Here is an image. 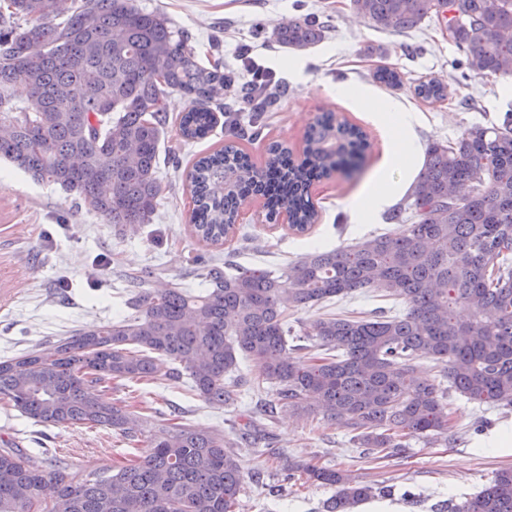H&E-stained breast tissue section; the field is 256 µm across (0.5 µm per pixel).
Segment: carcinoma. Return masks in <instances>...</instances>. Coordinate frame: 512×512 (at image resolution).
Masks as SVG:
<instances>
[{"label": "carcinoma", "mask_w": 512, "mask_h": 512, "mask_svg": "<svg viewBox=\"0 0 512 512\" xmlns=\"http://www.w3.org/2000/svg\"><path fill=\"white\" fill-rule=\"evenodd\" d=\"M378 31L409 33L427 19L452 30L463 52L454 67L467 76H512V0H350ZM316 16L292 20L277 42L308 49L324 38ZM188 32L133 0H6L0 11V157L37 180L74 193L109 224H148L164 188L158 177L169 94L189 101L180 118L184 141L202 140L217 118L232 73L199 63ZM27 96L17 100L13 87ZM425 100L448 96L433 78L419 82ZM252 124L280 97L246 85ZM364 131L321 113L304 135L302 155L274 141L264 163L226 144L199 157L187 175L196 235L219 244L235 229L245 198L263 199L271 220L289 229L317 223L313 185L357 167ZM387 220L406 225L333 249H312L277 271L206 264L207 288L191 294L158 282L145 268L129 276L135 314L80 330L0 361V400L45 425L82 424L120 431L144 450L94 478L46 466L18 447L0 448V512H235L243 484L237 452L224 432H201L173 410L150 430L112 401L122 381H178L186 374L209 405L234 404L243 390L268 387L238 424L258 414L318 411L355 434L364 455L393 457L403 439L455 435L448 389L478 404L512 406V112L448 143H429L424 163ZM373 289L406 310L373 317L326 314L288 349L287 310ZM468 311L457 316V309ZM259 369L244 377L238 356ZM431 358L442 381L416 375ZM171 366L164 367V362ZM334 489L326 512H356L382 487L345 471L288 463L300 476ZM448 512H512V468Z\"/></svg>", "instance_id": "1"}]
</instances>
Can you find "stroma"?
<instances>
[{"label": "stroma", "mask_w": 512, "mask_h": 512, "mask_svg": "<svg viewBox=\"0 0 512 512\" xmlns=\"http://www.w3.org/2000/svg\"><path fill=\"white\" fill-rule=\"evenodd\" d=\"M144 11L164 13L193 36L200 60L223 59L240 80H248V64L272 73L282 89L278 103L263 113L264 130L253 138L247 117L249 104L228 91L224 104L241 112L240 121L219 117L205 139L187 144L178 123L188 100L172 94L169 123L162 140L160 170L163 198L147 224L115 226L78 208L59 185L33 180L0 159V284L14 288L15 298L0 301V360L19 355L75 330L115 322L128 315L125 273L145 267L159 269L163 281L197 293L200 264L230 259L249 265L280 266L311 247L332 249L375 235H399L403 227L377 215L357 223L348 202L382 177L398 196H405L423 165L414 159L390 172L386 162L396 148L376 104L389 99L398 111L411 113L419 147L433 139L458 137L467 128L486 126L512 110V77L462 78L451 68L457 49L433 20L406 34L373 29L350 7V0H134ZM315 13L330 28L319 44L294 51L280 46L276 30L288 20ZM249 59H241V45ZM399 71L403 82L391 86L375 79L378 67ZM438 78L448 86L441 103L417 97L419 81ZM340 87L350 96H337ZM338 112L366 133L369 148L359 169L338 172L316 183L313 201L319 219L302 235L284 224L266 220L260 200L244 206L245 213L224 244L205 245L191 235L190 192L186 175L194 158L227 142H247L254 160H262L270 142L287 143L301 151L307 128L324 110ZM402 302L374 292H358L320 306L289 309L294 329L310 326L322 314H367L376 310L403 311ZM116 401H138L135 410L145 426L156 413L184 412L196 429L224 432L238 453L245 481L236 512H324L332 488L317 482L288 484L281 477L283 461L315 463L342 469L357 479L389 487L391 494L360 506L359 512H448L490 482L495 472L512 467V442L500 443L512 432V407L478 404L449 392L451 419L458 430L453 442L411 438L403 454L382 460L363 455L351 432L324 422L320 415L279 414L262 421L273 434L277 457L244 443L235 429L241 407L211 406L196 397L188 379L165 384L129 382L113 390ZM13 444L49 448L48 458L69 466L83 478L112 467L127 443L118 431L82 425L45 426L33 423L0 403V448ZM260 482H253V475Z\"/></svg>", "instance_id": "stroma-1"}]
</instances>
